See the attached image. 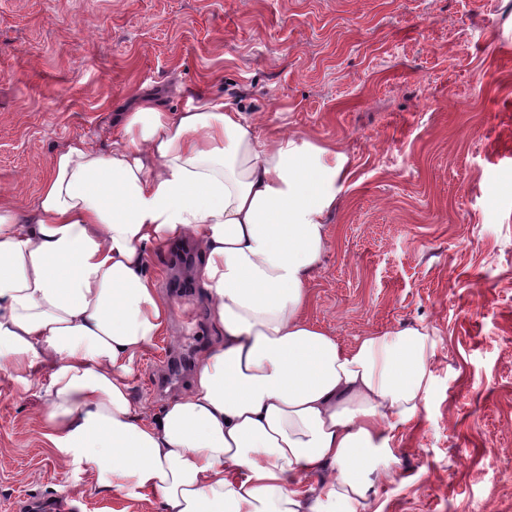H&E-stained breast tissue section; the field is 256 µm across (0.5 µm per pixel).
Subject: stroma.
<instances>
[{
    "label": "stroma",
    "instance_id": "obj_1",
    "mask_svg": "<svg viewBox=\"0 0 512 512\" xmlns=\"http://www.w3.org/2000/svg\"><path fill=\"white\" fill-rule=\"evenodd\" d=\"M201 92L350 159L308 317L345 346L434 332L373 508L512 512V0H0V191L31 203L56 150L104 140L141 94L177 111ZM200 265L189 244L148 259L171 321L129 384L155 411L218 337ZM41 410L0 369V512H162L61 465Z\"/></svg>",
    "mask_w": 512,
    "mask_h": 512
}]
</instances>
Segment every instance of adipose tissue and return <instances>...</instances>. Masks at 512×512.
I'll use <instances>...</instances> for the list:
<instances>
[{"instance_id": "1", "label": "adipose tissue", "mask_w": 512, "mask_h": 512, "mask_svg": "<svg viewBox=\"0 0 512 512\" xmlns=\"http://www.w3.org/2000/svg\"><path fill=\"white\" fill-rule=\"evenodd\" d=\"M348 170L223 99L171 112L148 94L104 142L54 152L31 204L0 195V365L42 399L62 464L164 512H366L425 405L435 339L415 325L346 347L308 319ZM185 241L224 338L153 413L128 382L169 325L148 250Z\"/></svg>"}]
</instances>
